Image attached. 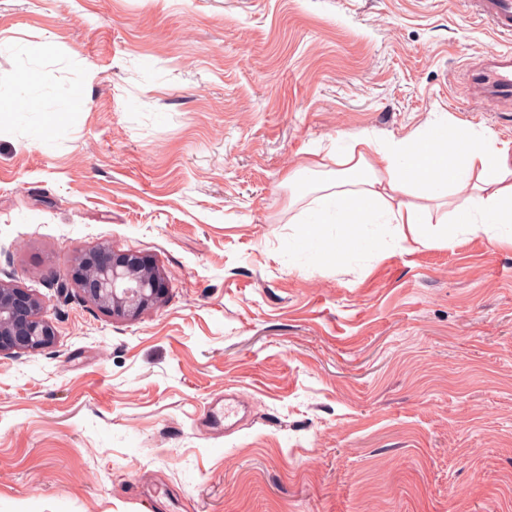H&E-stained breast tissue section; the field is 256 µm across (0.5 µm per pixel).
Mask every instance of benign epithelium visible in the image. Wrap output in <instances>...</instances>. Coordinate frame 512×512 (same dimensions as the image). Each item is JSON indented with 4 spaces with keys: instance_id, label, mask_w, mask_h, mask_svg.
Segmentation results:
<instances>
[{
    "instance_id": "7a95c632",
    "label": "benign epithelium",
    "mask_w": 512,
    "mask_h": 512,
    "mask_svg": "<svg viewBox=\"0 0 512 512\" xmlns=\"http://www.w3.org/2000/svg\"><path fill=\"white\" fill-rule=\"evenodd\" d=\"M112 318L132 321L160 304L166 281L151 257L137 251H115L100 244L82 251L57 283L59 296L69 284ZM57 330L45 315V303L29 290L0 280V357L35 354L54 344Z\"/></svg>"
}]
</instances>
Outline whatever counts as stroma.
Here are the masks:
<instances>
[{
  "mask_svg": "<svg viewBox=\"0 0 512 512\" xmlns=\"http://www.w3.org/2000/svg\"><path fill=\"white\" fill-rule=\"evenodd\" d=\"M0 38V90L37 65L64 113L0 126V279L58 331L0 360V512H512V244L288 247L337 137L512 143L463 91L512 38L470 0H0ZM102 243L159 307L57 296Z\"/></svg>",
  "mask_w": 512,
  "mask_h": 512,
  "instance_id": "obj_1",
  "label": "stroma"
}]
</instances>
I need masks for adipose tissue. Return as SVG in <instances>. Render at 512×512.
Returning <instances> with one entry per match:
<instances>
[{
  "mask_svg": "<svg viewBox=\"0 0 512 512\" xmlns=\"http://www.w3.org/2000/svg\"><path fill=\"white\" fill-rule=\"evenodd\" d=\"M41 80L38 70H21L14 93L0 92V112L39 111ZM447 130L435 119L400 138L337 141L327 154L334 176L296 215L293 247L314 263L345 264L388 238L431 247L482 233L512 242V147L466 125L448 130L445 143ZM329 224L335 236L326 235Z\"/></svg>",
  "mask_w": 512,
  "mask_h": 512,
  "instance_id": "obj_1",
  "label": "adipose tissue"
}]
</instances>
